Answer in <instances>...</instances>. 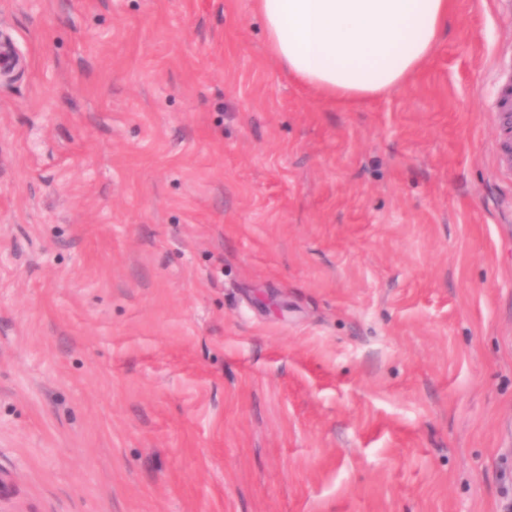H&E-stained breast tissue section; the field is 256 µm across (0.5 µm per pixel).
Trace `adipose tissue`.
<instances>
[{
	"instance_id": "1",
	"label": "adipose tissue",
	"mask_w": 512,
	"mask_h": 512,
	"mask_svg": "<svg viewBox=\"0 0 512 512\" xmlns=\"http://www.w3.org/2000/svg\"><path fill=\"white\" fill-rule=\"evenodd\" d=\"M450 0H256L270 58L329 100L404 85L430 57Z\"/></svg>"
}]
</instances>
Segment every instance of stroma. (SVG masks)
I'll return each mask as SVG.
<instances>
[{"mask_svg": "<svg viewBox=\"0 0 512 512\" xmlns=\"http://www.w3.org/2000/svg\"><path fill=\"white\" fill-rule=\"evenodd\" d=\"M0 467L24 512H502L512 0L324 101L254 0H0ZM498 110L503 138L499 145L501 164L512 168V77L505 75L499 89ZM511 133V137H510Z\"/></svg>", "mask_w": 512, "mask_h": 512, "instance_id": "obj_1", "label": "stroma"}]
</instances>
